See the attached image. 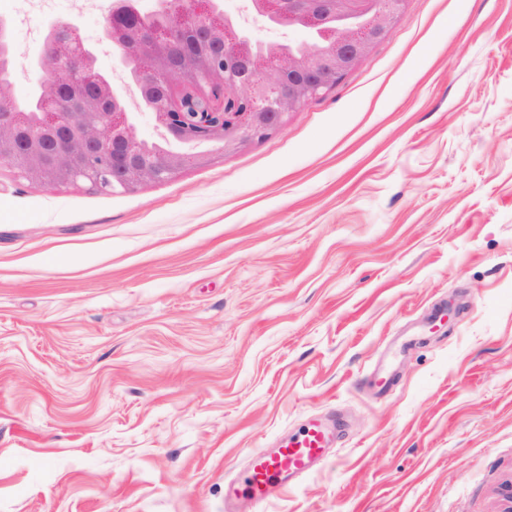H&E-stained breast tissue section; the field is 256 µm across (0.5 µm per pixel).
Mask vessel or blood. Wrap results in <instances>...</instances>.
<instances>
[{
    "instance_id": "obj_1",
    "label": "vessel or blood",
    "mask_w": 512,
    "mask_h": 512,
    "mask_svg": "<svg viewBox=\"0 0 512 512\" xmlns=\"http://www.w3.org/2000/svg\"><path fill=\"white\" fill-rule=\"evenodd\" d=\"M334 434V423L314 419L281 447L253 453L247 467L224 489L227 512H262L279 489L323 463Z\"/></svg>"
}]
</instances>
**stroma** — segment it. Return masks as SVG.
Returning <instances> with one entry per match:
<instances>
[{"label":"stroma","instance_id":"stroma-1","mask_svg":"<svg viewBox=\"0 0 512 512\" xmlns=\"http://www.w3.org/2000/svg\"><path fill=\"white\" fill-rule=\"evenodd\" d=\"M106 8L0 0L23 57L52 17L96 42ZM329 410L342 437L265 512H501L512 0H408L327 96L171 181L0 164V512H224Z\"/></svg>","mask_w":512,"mask_h":512}]
</instances>
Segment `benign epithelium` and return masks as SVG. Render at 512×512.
I'll return each mask as SVG.
<instances>
[{"instance_id": "benign-epithelium-1", "label": "benign epithelium", "mask_w": 512, "mask_h": 512, "mask_svg": "<svg viewBox=\"0 0 512 512\" xmlns=\"http://www.w3.org/2000/svg\"><path fill=\"white\" fill-rule=\"evenodd\" d=\"M267 25L297 32L295 45L254 37L222 0H110L100 43L113 48L161 139L137 137L112 76L96 67L73 18L44 24L25 65L36 112L0 78V162L50 188L85 183L129 192L175 179L284 124L325 96L403 18L406 0H248ZM10 23L0 17V70L18 72Z\"/></svg>"}]
</instances>
